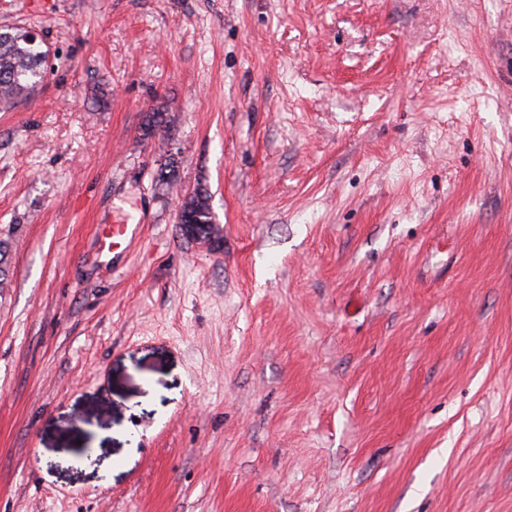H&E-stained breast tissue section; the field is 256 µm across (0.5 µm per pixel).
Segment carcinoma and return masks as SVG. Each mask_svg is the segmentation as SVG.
I'll list each match as a JSON object with an SVG mask.
<instances>
[{
  "label": "carcinoma",
  "mask_w": 512,
  "mask_h": 512,
  "mask_svg": "<svg viewBox=\"0 0 512 512\" xmlns=\"http://www.w3.org/2000/svg\"><path fill=\"white\" fill-rule=\"evenodd\" d=\"M28 30L11 28L0 31V102L8 103L23 90L35 87L48 72L47 53L39 44L27 42ZM183 223L193 224L200 233L211 228L209 196L197 190L181 204Z\"/></svg>",
  "instance_id": "1"
}]
</instances>
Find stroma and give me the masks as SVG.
Instances as JSON below:
<instances>
[{
    "label": "stroma",
    "instance_id": "stroma-1",
    "mask_svg": "<svg viewBox=\"0 0 512 512\" xmlns=\"http://www.w3.org/2000/svg\"><path fill=\"white\" fill-rule=\"evenodd\" d=\"M7 25L0 512H512V0ZM28 30L0 31V102L8 103L23 90L34 88L48 72L46 51L28 44ZM183 211V224H196L199 233H208L212 227V212L209 205V196L205 190H196L185 198L181 204Z\"/></svg>",
    "mask_w": 512,
    "mask_h": 512
}]
</instances>
